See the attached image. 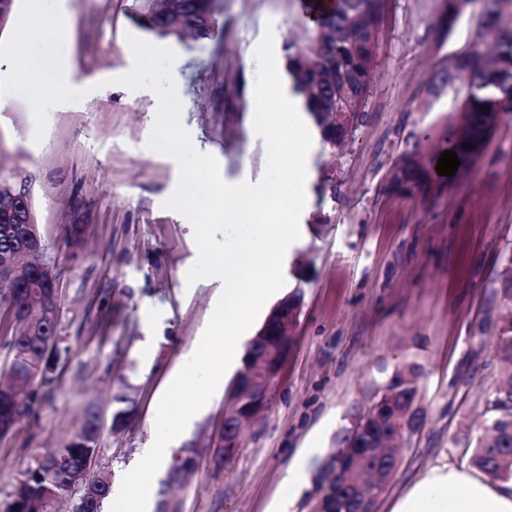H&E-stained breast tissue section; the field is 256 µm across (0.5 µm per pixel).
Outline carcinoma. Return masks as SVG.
I'll return each mask as SVG.
<instances>
[{
    "label": "carcinoma",
    "mask_w": 512,
    "mask_h": 512,
    "mask_svg": "<svg viewBox=\"0 0 512 512\" xmlns=\"http://www.w3.org/2000/svg\"><path fill=\"white\" fill-rule=\"evenodd\" d=\"M480 3L477 33L492 38L487 56L472 52L473 61L465 73L452 74L446 61L437 64L426 85V95L438 98L452 93L460 105L441 122L424 131L411 133L399 159L412 162L407 172L410 187L402 195L425 203L441 196L427 145L446 138L455 131L467 134L466 148L456 150L461 165L469 166L472 148L486 136L492 113L501 116L512 112V25L503 23L502 0H448L446 28L470 5ZM380 0H336L334 7L306 26L301 44L285 43V70L295 94L303 98L305 108L325 146L334 151L345 144L324 124L329 89L315 83V71L305 62L315 51V39L322 31L327 37L322 47L319 67L331 80L343 75L355 79L354 112L363 121L371 91V80L378 63L377 49L365 50L360 43L379 34ZM222 0H133L134 19L143 29L160 39H182L197 35L202 39L215 33ZM494 288L501 307L496 321V342L492 350L499 382L484 398L483 432L466 451L468 465L475 471L505 484L512 483V249L500 257ZM29 289H8V303L3 305L12 317L26 305ZM58 323L50 321L39 336H27L17 330L7 342L9 362L7 381L0 390V438L12 434L21 416L38 406L46 389L55 380L51 357H60ZM427 372L414 359L404 358L380 379L369 381L367 389L388 404L414 407L427 415L423 403ZM116 404L111 425L126 427L135 412V400L122 387L112 396ZM359 411L350 405L345 419L348 424L336 435V444L326 459L328 467L317 474L314 489L318 496L310 499L311 512H372L391 484L394 463L372 454L384 445L386 432L393 429L385 419L373 426L357 421ZM102 421L96 410H86L80 427L63 444L48 454V459L28 463L5 512H50L56 494L62 490H79L76 512H94L92 490L107 498L110 477L106 472L90 476L87 462L98 454Z\"/></svg>",
    "instance_id": "obj_1"
}]
</instances>
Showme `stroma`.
Wrapping results in <instances>:
<instances>
[{"label": "stroma", "instance_id": "stroma-1", "mask_svg": "<svg viewBox=\"0 0 512 512\" xmlns=\"http://www.w3.org/2000/svg\"><path fill=\"white\" fill-rule=\"evenodd\" d=\"M318 0H223L222 40H167L194 147L213 155L229 183L259 182L267 147L248 122L254 51L266 27L274 50L318 14ZM132 0H67L72 30L66 82L86 90L53 108L34 142V119L17 95L0 97V167L30 176L41 235L59 276L58 334L69 356L33 413L0 438V512L29 461L58 447L86 405L104 421L95 471L119 489L123 474L155 437L158 401L194 353L221 289L216 279L186 286L197 253L188 219L165 208L179 168L147 147L158 98L113 84L128 72L127 35L152 41L132 17ZM479 8L452 30L445 0H385L378 65L365 117L339 156L324 144L310 155L307 207L288 268L303 297L288 359L268 405L241 431L222 464L203 457L179 487L160 468L153 500L179 512H309L310 487L289 493L293 460L333 448L343 416L382 366L404 357L425 365L427 418L377 512L398 503L431 469L461 465L453 442L475 438L483 398L498 382L491 351L498 300L492 279L512 246V113L463 175L441 177L445 193L422 204L386 189L405 138L442 120L453 96H425L436 65L473 45ZM234 374H226L180 436L212 446ZM126 384L137 399L129 425L112 432V395Z\"/></svg>", "mask_w": 512, "mask_h": 512}]
</instances>
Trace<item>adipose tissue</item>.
I'll return each mask as SVG.
<instances>
[{
	"label": "adipose tissue",
	"mask_w": 512,
	"mask_h": 512,
	"mask_svg": "<svg viewBox=\"0 0 512 512\" xmlns=\"http://www.w3.org/2000/svg\"><path fill=\"white\" fill-rule=\"evenodd\" d=\"M396 512H512V484L494 482L472 469H432Z\"/></svg>",
	"instance_id": "ef3b65f1"
}]
</instances>
